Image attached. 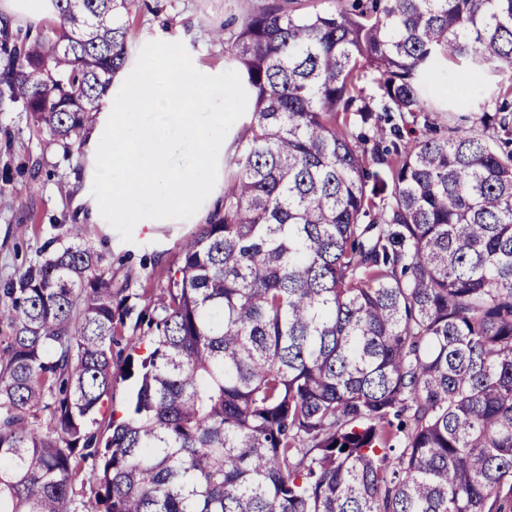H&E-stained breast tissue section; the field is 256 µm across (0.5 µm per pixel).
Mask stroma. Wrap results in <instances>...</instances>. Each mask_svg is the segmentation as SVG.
Returning a JSON list of instances; mask_svg holds the SVG:
<instances>
[{
    "label": "stroma",
    "instance_id": "stroma-1",
    "mask_svg": "<svg viewBox=\"0 0 512 512\" xmlns=\"http://www.w3.org/2000/svg\"><path fill=\"white\" fill-rule=\"evenodd\" d=\"M266 0H137L130 15L129 40L140 51L147 40L183 43L194 66L208 75L226 71L224 41L217 31L232 34L241 22L258 12ZM8 19L14 33L51 35L56 14L34 0H0V20ZM229 129L218 157L213 191L190 219H167L139 224L132 241H123L107 223H88L83 209L92 208L95 158L86 148L88 132L77 144L64 146L34 127L21 104H0V285L17 278L42 258L49 241L66 243L70 225H79L88 246L105 254L112 264V285L128 289L130 303L142 310L148 300L162 296L167 273L180 261L185 240L204 224L224 200V185L233 169ZM87 190L84 205H76L77 190ZM128 316L120 328L122 353L145 352L148 338Z\"/></svg>",
    "mask_w": 512,
    "mask_h": 512
}]
</instances>
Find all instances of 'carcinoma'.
Instances as JSON below:
<instances>
[{"label": "carcinoma", "mask_w": 512, "mask_h": 512, "mask_svg": "<svg viewBox=\"0 0 512 512\" xmlns=\"http://www.w3.org/2000/svg\"><path fill=\"white\" fill-rule=\"evenodd\" d=\"M45 2L52 35L0 43V99L67 143L135 0ZM284 2L225 48L249 121L138 316L148 353L114 361L130 295L77 225L0 289V512H512V0ZM454 110L481 129L404 139ZM134 383V377L128 379L117 378L102 413L97 416L98 423L91 426L92 431L102 433L105 430L112 410H114L117 416L122 414L127 407Z\"/></svg>", "instance_id": "cac0c4a2"}]
</instances>
